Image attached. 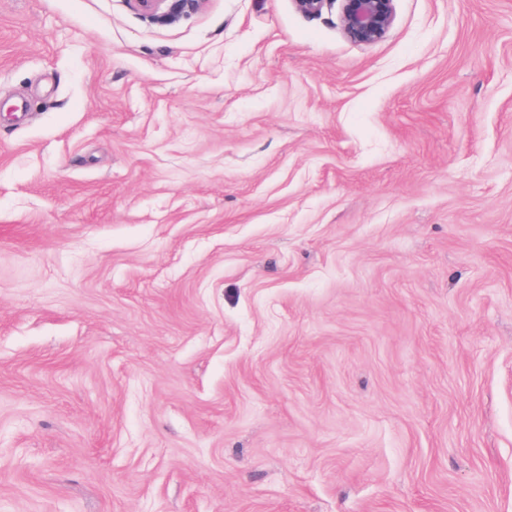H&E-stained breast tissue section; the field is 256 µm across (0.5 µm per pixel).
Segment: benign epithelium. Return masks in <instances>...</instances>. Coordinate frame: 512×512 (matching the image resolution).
I'll return each mask as SVG.
<instances>
[{"mask_svg": "<svg viewBox=\"0 0 512 512\" xmlns=\"http://www.w3.org/2000/svg\"><path fill=\"white\" fill-rule=\"evenodd\" d=\"M133 10L152 19H164L198 9L204 0H127ZM305 15H320L338 5L341 31L358 44H374L388 33L395 16V0H293Z\"/></svg>", "mask_w": 512, "mask_h": 512, "instance_id": "obj_1", "label": "benign epithelium"}]
</instances>
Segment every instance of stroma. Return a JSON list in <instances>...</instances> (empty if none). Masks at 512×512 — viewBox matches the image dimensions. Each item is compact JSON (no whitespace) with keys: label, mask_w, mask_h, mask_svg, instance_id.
<instances>
[{"label":"stroma","mask_w":512,"mask_h":512,"mask_svg":"<svg viewBox=\"0 0 512 512\" xmlns=\"http://www.w3.org/2000/svg\"><path fill=\"white\" fill-rule=\"evenodd\" d=\"M0 512H512V0H0ZM133 10L152 19H164L198 9L204 0H127ZM305 15H320L338 3L341 31L358 44H374L388 33L395 16V0H293Z\"/></svg>","instance_id":"obj_1"}]
</instances>
